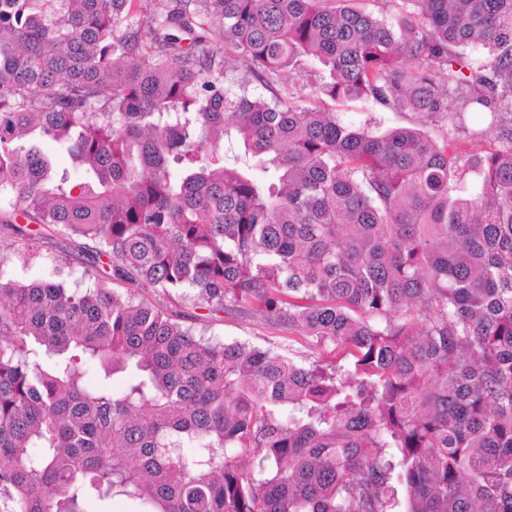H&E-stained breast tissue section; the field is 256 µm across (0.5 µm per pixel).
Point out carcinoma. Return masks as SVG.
Here are the masks:
<instances>
[{"label": "carcinoma", "instance_id": "obj_1", "mask_svg": "<svg viewBox=\"0 0 512 512\" xmlns=\"http://www.w3.org/2000/svg\"><path fill=\"white\" fill-rule=\"evenodd\" d=\"M366 2L0 0V512H512V0ZM342 121L355 129H365L369 132L379 134L388 129L418 125L430 134L438 135L440 128L430 119H419L417 115L409 112H394L379 106L353 102L343 107H338ZM79 240L49 234L41 242V254L47 259L65 257L70 268L81 273L88 264L87 257L92 254L88 249L79 247ZM167 306L179 312L184 316L187 323L195 324L198 330L206 327V334L220 339L239 340L249 342L253 345L269 347L272 345H282L288 347V340L279 336H291L287 331H283L274 327L270 321L259 318H252L247 315H228L224 312L217 314H209L204 309H195L192 304L182 299L174 298L172 300L165 299ZM202 321H194L199 315ZM192 318V319H191ZM203 324H206L203 325ZM282 347V348H283Z\"/></svg>", "mask_w": 512, "mask_h": 512}]
</instances>
